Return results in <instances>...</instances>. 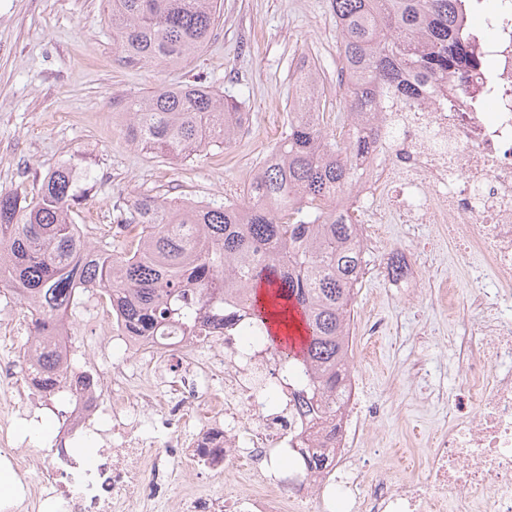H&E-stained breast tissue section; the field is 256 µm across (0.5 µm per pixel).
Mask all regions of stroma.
<instances>
[{"instance_id": "obj_1", "label": "stroma", "mask_w": 512, "mask_h": 512, "mask_svg": "<svg viewBox=\"0 0 512 512\" xmlns=\"http://www.w3.org/2000/svg\"><path fill=\"white\" fill-rule=\"evenodd\" d=\"M338 31L330 0H220L209 43L181 68L118 61L106 0H0V193L35 195L46 174L68 163L89 172L92 187L76 208V223L91 237L109 238L120 211L141 194L178 201L202 198L238 203L254 173L279 141L301 58L320 66L332 111L345 112L336 83ZM202 81L237 97L248 123L233 147H210L176 161L134 148L122 115L131 97L161 87ZM381 249L371 253L354 306V327L368 344L358 362L363 406L380 416L365 446L372 457L405 452L398 474L423 469L432 435L447 429V405L428 393L459 391L455 339L466 336L477 311L465 265L449 266L451 248L435 226L383 225ZM432 249L419 274L393 278L378 272L383 256L411 257ZM456 281L459 316L439 303L447 277ZM13 311L15 337L0 339V365L19 367L29 312L0 288V311ZM428 335H420L421 327Z\"/></svg>"}]
</instances>
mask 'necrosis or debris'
Here are the masks:
<instances>
[{
	"label": "necrosis or debris",
	"mask_w": 512,
	"mask_h": 512,
	"mask_svg": "<svg viewBox=\"0 0 512 512\" xmlns=\"http://www.w3.org/2000/svg\"><path fill=\"white\" fill-rule=\"evenodd\" d=\"M489 24L492 38H473L482 63L467 78L426 85L418 105L379 100L377 143L335 202L368 212L365 246L376 247L378 224H433L475 278L492 276L491 289L470 293L478 316L463 343L464 395L426 473L399 480L361 466L362 433L379 412L361 410L359 374L342 385L334 426L319 429L298 407L308 381L287 378L276 350L247 331L237 294L225 295L223 321L199 333L172 325L139 336L79 291L75 302L119 359L108 373L76 369L69 342L55 382L0 374V477L12 486L0 512H158L174 485L172 512H512V319L499 312L512 295V15ZM49 412L61 428L31 458L15 423ZM143 415L154 417L152 432ZM91 435L100 446L88 467L76 446ZM228 469L244 475L243 489L215 491Z\"/></svg>",
	"instance_id": "4bbe7bcc"
}]
</instances>
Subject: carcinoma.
I'll return each mask as SVG.
<instances>
[{"instance_id":"carcinoma-1","label":"carcinoma","mask_w":512,"mask_h":512,"mask_svg":"<svg viewBox=\"0 0 512 512\" xmlns=\"http://www.w3.org/2000/svg\"><path fill=\"white\" fill-rule=\"evenodd\" d=\"M482 0H331L339 31L337 62L347 74L350 129L327 131L319 69L311 67V94L291 106L288 126L258 168L239 205L176 202L141 194L119 221L126 233L117 252L80 232L74 208L86 189L73 166L48 174L36 196L0 193V285L31 308L44 337L25 352L35 377L62 365L72 293L103 294L139 333L169 323L192 329L196 320L224 314V294L240 291L250 320L270 336L269 313L291 314L308 332L297 353H280L288 367L304 366L317 385L315 419L336 418L341 383L349 372L344 338L351 306L367 265L359 225L329 204L351 191L356 161L370 147L361 125L375 118L379 89L394 87L410 102L425 82H448V71L477 62L467 52L464 19ZM112 39L130 61L180 67L210 40L218 0H108ZM126 138L141 149L186 160L209 145L236 141L241 103L202 85L160 88L126 101ZM275 202L284 215H274ZM266 287L268 306L259 304Z\"/></svg>"}]
</instances>
